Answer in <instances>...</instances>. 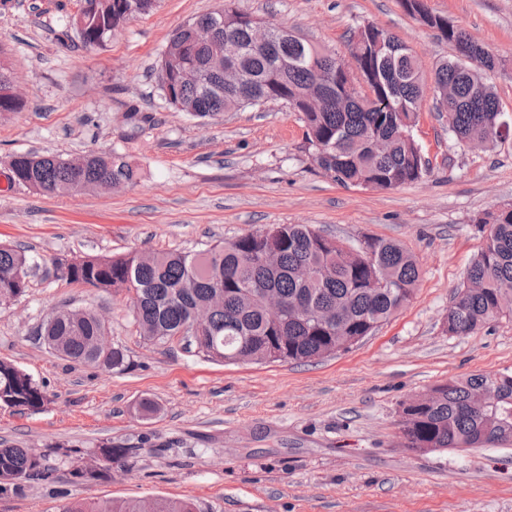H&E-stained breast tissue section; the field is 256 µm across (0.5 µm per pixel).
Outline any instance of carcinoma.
Wrapping results in <instances>:
<instances>
[{"instance_id": "1", "label": "carcinoma", "mask_w": 512, "mask_h": 512, "mask_svg": "<svg viewBox=\"0 0 512 512\" xmlns=\"http://www.w3.org/2000/svg\"><path fill=\"white\" fill-rule=\"evenodd\" d=\"M114 0H98V9L83 11L75 19L81 42L103 44L117 28ZM241 22L218 29L216 44L191 42L192 22L185 23L167 42L168 59L159 73L177 67L193 76L182 81V103L195 109L197 118L237 112L269 103L294 105L311 145V160L327 177L344 187L384 191L420 181L430 172L429 162L414 139L417 104L427 86L413 51L397 35L372 24L353 31L348 44L368 77L359 88L336 69V55L291 33L276 36L269 51L250 47L251 27L259 18L235 12ZM430 27L450 44L454 55L440 62L433 84L441 89L454 85L458 98L447 106H435L446 117L448 130L462 142L494 148L512 141V127L495 133L505 117L490 74L499 67L498 57L463 29L448 24ZM229 40L241 49L239 63L248 81L247 94L226 89L213 91L216 79L202 69L215 46ZM321 83L324 107L307 112L304 97ZM13 181L46 194L70 195L87 191L101 180L116 186L133 185L139 169L125 155L92 152L81 167L61 156L18 154L11 161ZM485 242L456 289L448 308L446 330L468 336L491 322L512 316V204L489 214ZM366 252L346 253L331 238L308 224H279L272 235L258 230L232 241H217L196 252L132 251L93 256L80 264L59 261L60 278L103 291L123 292L129 300L133 325L145 341H178L195 348L208 360L232 363L239 354L251 362H268L270 349L280 352L281 362H311L327 348L346 351L355 339L370 335L386 323L412 297L419 279L414 255L401 244L381 239L365 241ZM269 250L276 262H257ZM29 251L0 244V310H6L29 287L20 271H32ZM271 290L288 308L272 320L263 304L243 293ZM206 307L209 322L192 332L193 312ZM108 327L92 309L57 308L42 321L37 336L61 359L94 366L111 373L129 367L126 350L103 346ZM493 376L473 374L434 386L438 396L432 405L414 412L404 426L402 446L410 451L432 452L456 448H483L512 439V383L504 381L501 401L481 405L479 391ZM49 402L45 387L18 365L0 359V409L37 412ZM132 448L105 440L94 454L96 467L71 462L70 482L87 484L111 477L112 467L123 465ZM39 487L64 499L68 490L59 486L56 469L45 457L28 448L0 442V498ZM60 512H200L183 500H112L86 504L70 501Z\"/></svg>"}]
</instances>
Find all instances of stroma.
Listing matches in <instances>:
<instances>
[{
	"label": "stroma",
	"instance_id": "35a3bbf8",
	"mask_svg": "<svg viewBox=\"0 0 512 512\" xmlns=\"http://www.w3.org/2000/svg\"><path fill=\"white\" fill-rule=\"evenodd\" d=\"M268 18L314 45L348 52L357 26L389 30L424 77L451 56L400 0H156L153 9L88 50L69 20L80 0H0V50L23 107L0 112V243L38 260L30 287L0 310V359L44 384L37 413L0 410V441L33 449L69 477L56 445L90 461L109 439L137 447L110 479L70 484V500H189L200 512H512V442L418 454L401 445L403 402L451 378L512 370V319L470 336L444 323L451 297L480 251L485 213L512 204V145L460 144L424 110L414 131L433 168L386 191L344 187L313 164L298 113L284 106L199 119L158 86L171 34L222 4ZM487 45L490 76L512 113V0H427ZM118 152L136 184L45 195L11 179L14 155L79 158ZM277 224H309L352 244L397 242L419 280L408 304L348 351L308 363L222 365L181 344L145 343L125 295L56 277L52 258L130 251H198ZM93 308L120 374L60 359L38 339L47 313ZM154 400L152 418L138 416Z\"/></svg>",
	"mask_w": 512,
	"mask_h": 512
}]
</instances>
